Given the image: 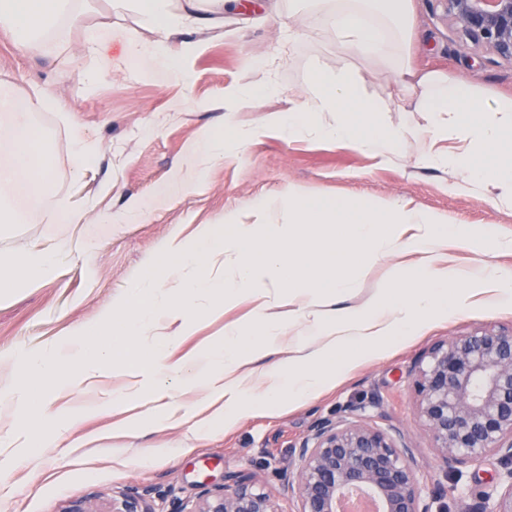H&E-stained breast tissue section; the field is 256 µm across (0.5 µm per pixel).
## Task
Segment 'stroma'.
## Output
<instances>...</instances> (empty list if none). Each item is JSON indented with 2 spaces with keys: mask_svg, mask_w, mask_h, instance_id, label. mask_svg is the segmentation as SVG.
I'll return each instance as SVG.
<instances>
[{
  "mask_svg": "<svg viewBox=\"0 0 512 512\" xmlns=\"http://www.w3.org/2000/svg\"><path fill=\"white\" fill-rule=\"evenodd\" d=\"M280 9L284 18L279 23L265 19L258 6L225 15L218 27L190 31L188 38L198 48L184 58L176 80L127 58V40L147 48L157 35L135 8H115L110 0H86L83 6V21L100 25L101 48L94 56L50 59L22 53L0 32V83L12 84L19 106L46 131L54 173L49 203L33 209L25 222H11L8 210L0 209V257L40 243L59 251L51 277L0 297V391L14 382L23 354L48 346L70 350L83 328L121 313L126 289L158 272L174 228L192 237L198 225L223 223L225 215L261 196L296 191L311 199H406L452 224L496 227L511 242L488 256L474 244L449 245V263L472 277L486 262L512 271V207L497 203L490 192L467 190L461 178L420 162L430 145L457 147V140L442 132L445 118L382 113L388 126L408 130L402 156L389 160L314 137L291 139L266 127L271 114L284 111L289 94L339 62L336 40L318 12L294 11L288 0H281ZM286 24L297 32L290 43L283 40ZM411 27L405 52L415 69L463 78L487 103L512 98V63L475 48L446 19L437 0H414ZM349 66L363 78L368 97L385 104L395 99L391 64L355 57ZM268 84L275 85V92L263 93ZM230 85L258 94L231 105L220 118L228 127L259 128V135L244 147L227 146L223 162L206 169L186 195L155 200L156 186L175 173L188 145L219 118L212 107L223 101ZM78 134L98 150L95 165L80 182L72 176ZM135 200L146 203V216L113 223V216ZM60 203L87 206L86 223H54L50 208ZM354 275V288L333 295L337 305L361 306L389 284L384 264L357 269ZM254 308V301L242 296L226 302L222 316L203 311L189 329L168 326L176 342L173 358L204 352L225 324L250 323ZM486 326L512 329V306L493 305L490 292L478 287L470 306L430 321L386 354L355 366L319 397L281 412L244 414L231 430L193 443L185 428L163 423L113 440V428L137 410L131 407L122 415L104 404V391L126 381L121 372L105 371L98 385L67 389L58 399V406L77 412L79 421L55 444L34 455L21 447L0 452V512H65L72 506L110 512L113 500L126 496L141 499L149 512H192L205 492L223 487L229 474L249 476L283 512H295L288 473L296 449L318 422L356 417L399 429L422 481L430 488L443 481L442 506L460 512L491 490L501 465L493 455L466 469L460 482L445 479L417 418L414 366L439 342ZM303 331L299 323L286 328L277 351L259 354L250 364L247 383L253 396L265 393L271 364L287 357L289 345ZM87 435L102 438L89 459L70 447ZM152 448H175L179 454L145 461Z\"/></svg>",
  "mask_w": 512,
  "mask_h": 512,
  "instance_id": "35a3bbf8",
  "label": "stroma"
}]
</instances>
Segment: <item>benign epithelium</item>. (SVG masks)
<instances>
[{
  "mask_svg": "<svg viewBox=\"0 0 512 512\" xmlns=\"http://www.w3.org/2000/svg\"><path fill=\"white\" fill-rule=\"evenodd\" d=\"M472 44L512 62V0H437ZM419 420L444 471L456 477L489 455L503 471L489 492L466 512H512V330L480 327L436 344L416 369ZM367 491L380 512H445L436 482L427 490L412 450L399 431L358 418L319 423L288 473L297 512H336L340 496ZM193 512H282L249 477L233 474L224 488L205 495Z\"/></svg>",
  "mask_w": 512,
  "mask_h": 512,
  "instance_id": "obj_1",
  "label": "benign epithelium"
}]
</instances>
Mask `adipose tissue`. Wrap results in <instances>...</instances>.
Returning a JSON list of instances; mask_svg holds the SVG:
<instances>
[{"label":"adipose tissue","instance_id":"1","mask_svg":"<svg viewBox=\"0 0 512 512\" xmlns=\"http://www.w3.org/2000/svg\"><path fill=\"white\" fill-rule=\"evenodd\" d=\"M345 55L391 60L396 44L405 39L404 18L409 0H309ZM66 0H0V30L10 33L23 52L39 49L53 54L68 47L65 35L42 43L39 33L56 29ZM144 21L155 27L151 50L136 40L125 45L128 57L150 58L175 69L195 45L186 40L188 29L214 24L224 14V0H186L182 13L170 10V0H142ZM400 112H428L446 116L448 133L460 140L455 151L431 153L425 162L451 169L465 184L494 186L501 202L512 205V100L486 106L473 87L460 78L419 72L409 65L396 71ZM315 94L288 97L286 111L271 123L288 136L311 132L316 136L366 150L379 157L397 155L404 133L377 119L384 106L369 97L362 83L340 67L335 74L318 73ZM317 112H332L335 124L314 122ZM257 132L231 129L228 137L205 131L186 152L181 171L156 189L169 199L186 194L191 172L201 164L224 159V142L247 143ZM44 134L19 116L8 93L0 94V192L18 195L13 222L26 218V207L46 200L53 170L43 147ZM237 228L235 241L224 235L225 225ZM262 224L267 240L253 239L250 225ZM479 243L484 253L505 247L500 234L488 225L447 224L433 213L395 199L323 200L289 196L287 201L264 197L245 210L225 216L223 223L202 224L193 239L172 234L163 255L168 262L163 277L150 276L128 293L129 314L106 318L89 327L79 345V358L62 362L49 348L27 358L9 398L21 407L29 422L24 436L27 448H45L59 433L71 428L77 416L57 407V394L87 379L86 359L100 365L119 362L128 375L126 387L109 393L112 408L138 407L131 429L154 423H190L199 439L216 426L231 427L245 413L277 411L317 396L340 378L351 364L377 357L406 340L424 323L454 314L472 297V285L450 266L446 249L452 243ZM404 250L419 253L417 266L395 265L391 282L376 298L360 308L323 307L322 295L350 288L356 267L373 266ZM56 254L33 247L0 269V288H20L48 278ZM251 294L256 302V338L240 324L225 327L201 357L185 356L176 365L167 359L172 339L158 337L152 345L140 343L158 321L190 325L200 297H207L211 313L225 300ZM289 303L287 318L275 310ZM303 322L312 336L295 343L287 362L275 363L271 385L260 398H251L245 381L247 364L256 351L275 348L286 323ZM209 395L208 414L190 421L189 406L174 401L172 389L187 382Z\"/></svg>","mask_w":512,"mask_h":512}]
</instances>
